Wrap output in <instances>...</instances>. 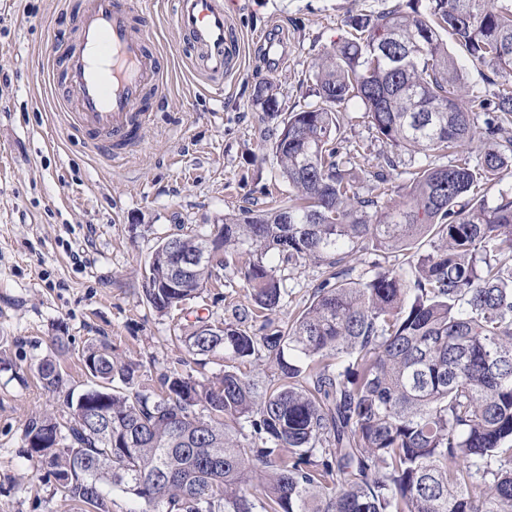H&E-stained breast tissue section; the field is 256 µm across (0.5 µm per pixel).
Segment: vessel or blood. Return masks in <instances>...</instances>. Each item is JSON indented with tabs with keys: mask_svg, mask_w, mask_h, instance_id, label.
Returning a JSON list of instances; mask_svg holds the SVG:
<instances>
[{
	"mask_svg": "<svg viewBox=\"0 0 512 512\" xmlns=\"http://www.w3.org/2000/svg\"><path fill=\"white\" fill-rule=\"evenodd\" d=\"M173 23L183 53L204 82H223L232 27L222 0H176ZM60 79L70 123L92 148L117 158L139 146L166 96L169 60L148 29L135 25L130 0H82L76 45H64Z\"/></svg>",
	"mask_w": 512,
	"mask_h": 512,
	"instance_id": "1",
	"label": "vessel or blood"
}]
</instances>
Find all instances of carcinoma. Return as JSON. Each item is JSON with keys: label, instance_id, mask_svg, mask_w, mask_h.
<instances>
[{"label": "carcinoma", "instance_id": "1", "mask_svg": "<svg viewBox=\"0 0 512 512\" xmlns=\"http://www.w3.org/2000/svg\"><path fill=\"white\" fill-rule=\"evenodd\" d=\"M427 2L348 17L350 37L313 73L316 103L287 113L272 143L294 197L224 216L223 256L182 288L144 289L165 315L236 269L250 300L174 334L195 364L221 354L230 368L215 379L175 369L152 394L141 364L91 343L90 387L68 393L70 418L25 426L23 447L64 501L110 512L111 485L138 512H512V195L486 198L512 173V139L498 137L512 115V7ZM449 39L491 67V97L466 95ZM275 90L259 85L256 101L276 106ZM353 101L390 149L456 161L415 168L400 201L378 207L335 142L337 108ZM384 162L372 175L382 195L397 167ZM205 236L174 238L195 256ZM395 249L412 251L407 267L351 277L348 258ZM269 256L329 269L284 325L271 318L284 288ZM170 264L157 249L150 270L163 280ZM262 357L273 371L259 382L242 366ZM36 371L62 386L56 359Z\"/></svg>", "mask_w": 512, "mask_h": 512}]
</instances>
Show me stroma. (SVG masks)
Masks as SVG:
<instances>
[{"label": "stroma", "mask_w": 512, "mask_h": 512, "mask_svg": "<svg viewBox=\"0 0 512 512\" xmlns=\"http://www.w3.org/2000/svg\"><path fill=\"white\" fill-rule=\"evenodd\" d=\"M173 58L167 98L142 147L111 160L93 153L55 107L47 74L54 34L76 26L79 0H0V512H82L61 501L21 443L33 415L63 416L67 391L87 389L82 351L108 339L120 360L141 363L146 389L181 368L174 323L226 318L246 302L237 273L162 315L143 293L144 270L168 235L205 231L224 215L264 210L287 199L271 150L279 119L254 100L274 83L280 112L313 101V73L347 36L352 14L381 12L393 0H223L242 45L222 85L195 76L179 54L167 0L155 12L131 0ZM341 153L358 155L360 191L390 149L374 136L362 104L338 112ZM287 290L281 316L303 310L324 267L280 266ZM70 343L62 391L33 370L56 337Z\"/></svg>", "instance_id": "35a3bbf8"}]
</instances>
